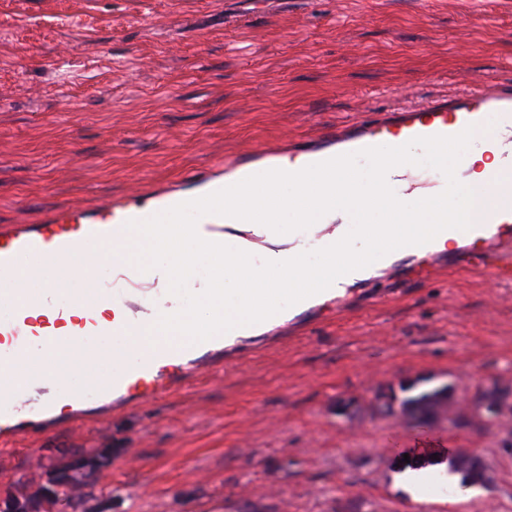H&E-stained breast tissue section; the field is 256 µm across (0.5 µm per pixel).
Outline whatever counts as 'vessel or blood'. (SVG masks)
I'll return each instance as SVG.
<instances>
[{"label":"vessel or blood","mask_w":512,"mask_h":512,"mask_svg":"<svg viewBox=\"0 0 512 512\" xmlns=\"http://www.w3.org/2000/svg\"><path fill=\"white\" fill-rule=\"evenodd\" d=\"M500 136L512 133V83L489 82L426 104H416L328 128L308 144L281 150L256 149L250 156L225 158L223 170L190 175L197 196L233 185L251 175L279 168L282 158L310 165L335 156L375 146H400L416 137L453 136L468 125ZM512 172V146L500 149L498 163L484 178V202L471 224L458 230L447 210L428 197L433 219L421 225L417 239L407 245L406 264L387 268L386 278L422 277L444 269L490 274L512 283V184L502 180ZM184 194L169 188L147 193L145 188L96 202L93 207H61L39 224L0 226V442L17 434L14 423L26 413L35 427L52 419L56 409H67L79 420L89 399L113 403H149L179 390L204 372L224 367V338L171 348L149 349L123 345L134 334L141 317L137 296L155 282L137 267H113L111 281L96 277L68 278V266H96L99 248L107 241L127 238L126 224L185 202ZM227 217L206 215L197 231L209 241L223 242ZM458 236L453 254L435 251L439 240ZM111 301L114 310L99 316L98 308ZM113 334L119 342L92 350L72 344V337ZM53 360L58 371L81 370L80 385L58 380L46 389L43 365ZM45 388V403L33 406L23 389Z\"/></svg>","instance_id":"vessel-or-blood-1"}]
</instances>
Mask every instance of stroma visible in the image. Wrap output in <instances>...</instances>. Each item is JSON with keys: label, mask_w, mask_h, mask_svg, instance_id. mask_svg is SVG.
Segmentation results:
<instances>
[{"label": "stroma", "mask_w": 512, "mask_h": 512, "mask_svg": "<svg viewBox=\"0 0 512 512\" xmlns=\"http://www.w3.org/2000/svg\"><path fill=\"white\" fill-rule=\"evenodd\" d=\"M479 81L512 82V0H0V225ZM385 290L157 402L17 438L0 499L99 451L55 512H512V416L459 404L418 428L379 398L512 389V285L457 270ZM419 438L494 482L411 500L393 474Z\"/></svg>", "instance_id": "1"}]
</instances>
